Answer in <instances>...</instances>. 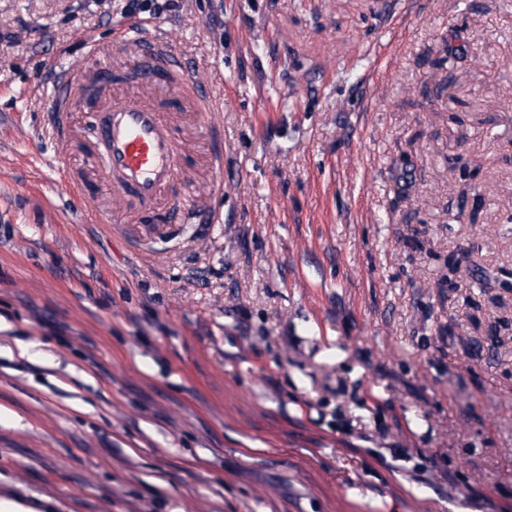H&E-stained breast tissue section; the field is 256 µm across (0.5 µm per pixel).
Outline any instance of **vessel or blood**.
Instances as JSON below:
<instances>
[{"mask_svg":"<svg viewBox=\"0 0 512 512\" xmlns=\"http://www.w3.org/2000/svg\"><path fill=\"white\" fill-rule=\"evenodd\" d=\"M117 43L133 46L144 64L135 77L151 91L150 98L95 97L87 112L101 151L103 174L111 181L115 196L130 205L156 203L162 193L170 191L179 179L175 164L180 132L169 121L168 113L180 103L192 105L203 134L213 144H220L221 129L212 121L216 102L206 84L192 76L184 57L158 31L140 32L124 29L114 35ZM82 41L87 57L101 81H112V67L103 62L95 36L85 32ZM54 80L49 110L55 116L50 127L57 157L70 191L82 192L81 179L71 174L66 151L70 133L66 115L72 96L84 85L78 70L58 62L48 65Z\"/></svg>","mask_w":512,"mask_h":512,"instance_id":"obj_1","label":"vessel or blood"}]
</instances>
